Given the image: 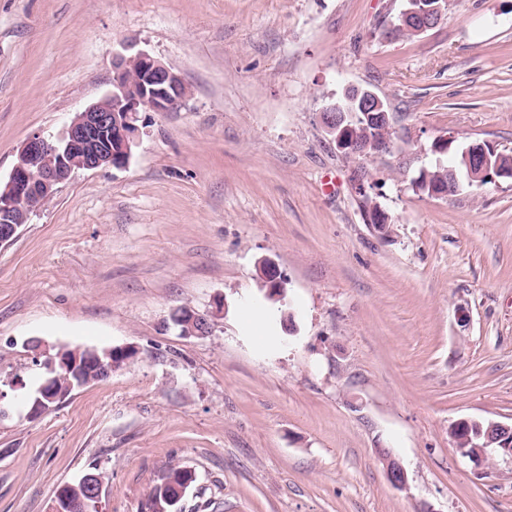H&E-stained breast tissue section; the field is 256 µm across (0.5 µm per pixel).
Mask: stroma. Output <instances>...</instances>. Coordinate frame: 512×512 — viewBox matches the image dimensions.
<instances>
[{"instance_id":"35a3bbf8","label":"stroma","mask_w":512,"mask_h":512,"mask_svg":"<svg viewBox=\"0 0 512 512\" xmlns=\"http://www.w3.org/2000/svg\"><path fill=\"white\" fill-rule=\"evenodd\" d=\"M402 7L0 0L1 181L30 134L59 137L111 92L124 45L188 86L141 113L124 168L75 171L0 246V512H51L90 471L102 512H142L172 464L195 474L183 512H512V459L474 463L449 433L512 423V179L412 185L474 143L512 154V0H448L433 29L384 37ZM350 85L390 104L391 153L349 158L324 131ZM183 307L209 335L181 334ZM34 338L136 354L32 418ZM424 170L430 174L428 182ZM459 170L458 167L452 169V166L443 164H436L434 167L422 169L418 177L413 181L414 191L435 198L448 197V189L446 187L439 186L436 189H431L435 188L439 183L445 185L446 183L448 184V182L458 188Z\"/></svg>"}]
</instances>
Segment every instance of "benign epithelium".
<instances>
[{
	"instance_id": "obj_1",
	"label": "benign epithelium",
	"mask_w": 512,
	"mask_h": 512,
	"mask_svg": "<svg viewBox=\"0 0 512 512\" xmlns=\"http://www.w3.org/2000/svg\"><path fill=\"white\" fill-rule=\"evenodd\" d=\"M448 11V0H406L398 24L390 25L384 36L392 38L406 33L419 36L438 25ZM112 93L76 113L58 139H50L38 132L30 135L19 149L8 179L0 183V245L14 239L31 214L50 201L58 186L67 181L75 169L96 170L106 167L123 168L129 161L132 147L140 136L138 114L145 108L153 112H171L177 109L188 94L183 78L170 67L145 51L131 56L118 55L112 60ZM361 110L373 124L385 128L393 126L389 104L369 88L350 86L342 98L323 107L321 124L336 149L348 156L371 157L381 150H391L393 142L385 140L381 146L360 136L350 125L343 124L345 113ZM495 148L480 144L473 154H465L470 179L478 183L512 178V167L493 162L489 153ZM261 272L268 286V296L282 297V274L278 266L266 260ZM192 318L185 324L187 336H204L211 329V315L190 311ZM110 354L99 356L87 353H69L62 347L50 357V370L71 371L77 366L96 365L88 378L78 383L83 387L112 374V365L106 364ZM460 453L475 462L494 453L512 457V424L489 422L485 442L460 449ZM381 456L386 465L388 481L396 488L407 483V474L400 461L385 449ZM90 488L88 498L71 500L63 495L54 499L51 512H89L90 507L101 510L102 477H85Z\"/></svg>"
}]
</instances>
